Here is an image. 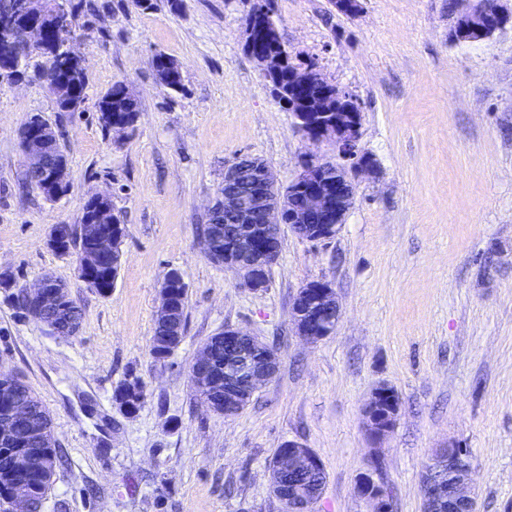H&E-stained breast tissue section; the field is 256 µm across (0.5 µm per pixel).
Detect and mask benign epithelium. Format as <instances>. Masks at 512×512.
I'll use <instances>...</instances> for the list:
<instances>
[{
  "label": "benign epithelium",
  "mask_w": 512,
  "mask_h": 512,
  "mask_svg": "<svg viewBox=\"0 0 512 512\" xmlns=\"http://www.w3.org/2000/svg\"><path fill=\"white\" fill-rule=\"evenodd\" d=\"M462 19L454 26L451 36L456 43H476L503 29L509 21L498 0H464ZM266 0H254L248 23L244 27L245 50L257 62L267 80H278L287 60L278 53L274 34L266 37L267 48H255L254 33L267 27ZM74 19L69 0H21L17 10L5 20H0V71L11 72L14 47L23 45L32 51L47 47V32L61 30L68 36L58 43L56 53L70 63L84 67L83 59L75 50L71 35ZM314 67L288 68V111L296 119L303 134L314 141H329L339 158L351 162L346 167L339 163L309 158L303 161L302 170L288 184V195L294 201L284 202L272 171L257 163L248 169L245 189L218 191L216 201L223 203L224 212L237 218L238 230L231 240L224 241V248L213 237L204 238L206 254L233 271L242 283L252 289L263 288L264 276L279 257L281 240L276 229L286 224L298 228L305 239L321 242L334 238L345 223L352 205L353 182L348 171L368 173L374 168L373 159L359 150L361 113L356 98L350 92L327 87L310 93L311 74ZM26 166L43 172L41 193L52 199L63 196L62 188L68 182V165L60 159L48 168L42 167V157L52 140L51 129L45 125L23 127L21 130ZM77 229L69 224L55 225L49 234L48 244L59 252L68 251ZM120 248V238L105 230L98 234L86 254L78 259L80 276L91 288L103 294L110 289L102 287L109 280V272L99 264L103 256H110ZM30 315L39 318L51 333L64 336L68 327L50 316L66 305L65 289L50 277H43L37 284L24 289ZM339 305L335 289L327 281H312L299 289L292 303V323L299 336L314 343L334 332L335 326L327 320L320 308ZM170 290L161 289V305L157 322L164 334L177 347L182 341L171 320ZM224 346L233 347L246 342L249 352L236 354L234 362L224 366V371L214 367L209 349L202 347L195 358L190 377L197 389L211 391L220 396L210 409L219 403L224 415L237 414L253 398L259 387L271 380L278 369L277 353L261 337L233 327L219 332ZM400 412V399L394 389L380 385L372 392L363 408L366 431L374 443H379L396 426ZM26 416V408L16 403L10 413L0 419V435L14 432L18 421ZM459 444L448 443L455 451L452 458L434 457L425 465L421 488L425 512H448V505H458L460 512H476V495L472 480L471 461L457 451ZM323 468L318 455L304 444L289 440L272 467L271 490L275 497L287 505L288 512H311L314 499L301 491L288 495L289 478ZM357 494L368 501L371 512H391L388 489L376 478L371 468L355 478ZM33 493L24 481L11 488L8 502L12 512H33Z\"/></svg>",
  "instance_id": "benign-epithelium-1"
}]
</instances>
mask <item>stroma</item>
<instances>
[{
  "mask_svg": "<svg viewBox=\"0 0 512 512\" xmlns=\"http://www.w3.org/2000/svg\"><path fill=\"white\" fill-rule=\"evenodd\" d=\"M74 2L83 111H57L33 78L0 82V370L42 400L64 453L42 512H285L270 465L288 440L324 464L314 512H370L354 480L376 455L394 512H423V468L451 440L469 453L477 512H512V24L458 44L448 0H360L353 17L331 0H270L293 61L357 99L359 146L375 169L356 177L335 238L284 230L266 287L251 289L203 249L225 165L255 155L286 185L305 156L337 158L298 131L245 52L252 0ZM159 51L181 65L182 91L157 83ZM118 81L139 102L122 133L102 129L96 108ZM36 114L68 157L57 200L26 182L19 131ZM95 193L124 225L106 296L48 244ZM173 268L187 286L186 328L158 360L151 338ZM47 273L83 311L77 335L49 333L16 301ZM316 280L331 282L341 318L310 344L291 309ZM227 326L279 357L276 376L229 417L202 404L188 377ZM134 379L146 403L129 415L113 394ZM381 383L402 409L377 448L362 408Z\"/></svg>",
  "mask_w": 512,
  "mask_h": 512,
  "instance_id": "35a3bbf8",
  "label": "stroma"
}]
</instances>
